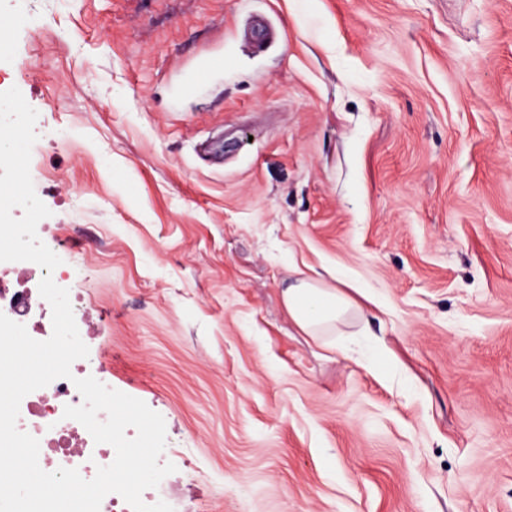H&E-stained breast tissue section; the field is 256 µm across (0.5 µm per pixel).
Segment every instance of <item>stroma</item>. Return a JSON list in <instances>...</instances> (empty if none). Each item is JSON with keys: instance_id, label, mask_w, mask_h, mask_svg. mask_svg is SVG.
<instances>
[{"instance_id": "obj_1", "label": "stroma", "mask_w": 512, "mask_h": 512, "mask_svg": "<svg viewBox=\"0 0 512 512\" xmlns=\"http://www.w3.org/2000/svg\"><path fill=\"white\" fill-rule=\"evenodd\" d=\"M13 17L38 236L86 266L95 363L165 421L175 512H512V0ZM304 266L360 289L334 336L284 307Z\"/></svg>"}]
</instances>
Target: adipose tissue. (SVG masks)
I'll list each match as a JSON object with an SVG mask.
<instances>
[{"instance_id":"obj_1","label":"adipose tissue","mask_w":512,"mask_h":512,"mask_svg":"<svg viewBox=\"0 0 512 512\" xmlns=\"http://www.w3.org/2000/svg\"><path fill=\"white\" fill-rule=\"evenodd\" d=\"M282 300L292 321L310 336L335 335L337 323L354 308L343 290L302 270L283 288Z\"/></svg>"}]
</instances>
